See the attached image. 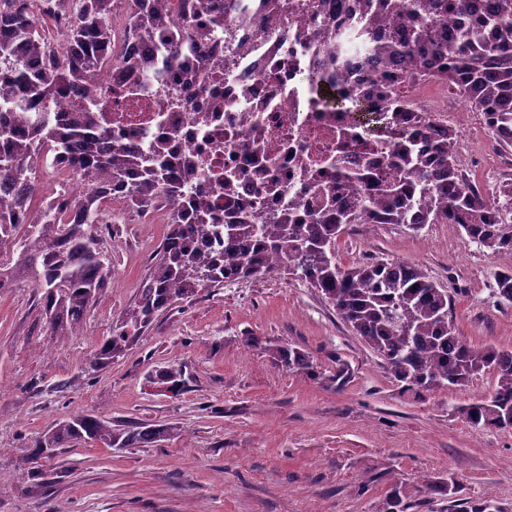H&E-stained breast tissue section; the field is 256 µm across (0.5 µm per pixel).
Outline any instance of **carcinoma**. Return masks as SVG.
I'll return each instance as SVG.
<instances>
[{
	"label": "carcinoma",
	"instance_id": "cac0c4a2",
	"mask_svg": "<svg viewBox=\"0 0 512 512\" xmlns=\"http://www.w3.org/2000/svg\"><path fill=\"white\" fill-rule=\"evenodd\" d=\"M164 2L159 0L146 15H134L133 24L161 35L167 51L126 62L112 73L122 77L134 67L163 77L188 50L167 40L172 35L168 10L174 5ZM348 12L365 20L353 41L342 40L338 30L325 24L306 37L332 52L313 67L308 81L322 108L355 113L338 136L336 151L361 146L365 135L382 127L394 174L379 176L369 160L352 172L338 168L328 173L317 186L320 209L305 223L290 206L275 215L244 207L236 223L214 226L182 223L186 186L196 174L191 163L175 177L163 153L147 156L130 150L97 124L102 96L94 74L112 54V0H0L5 17L0 64H7L0 67V108L12 110L9 122L0 117V257L6 258L0 278L29 279L42 293L52 333L77 335L112 278L100 240L87 230L98 223L101 197L115 187L140 209L161 193L169 228L153 272L94 351L91 368L126 355L159 313L199 291L283 269L332 304L405 392L461 389L478 374L491 373L493 393L459 406L458 413L477 429H512V350L476 348L459 336L448 292L422 269L381 261L343 268L335 258L338 237L367 218L418 227L452 224L494 253H512V193L490 198L460 168L455 128H437L429 116L415 112V131L409 132L394 126L395 118L379 116L404 111L402 87L429 75L482 113L500 146L512 147V0H350ZM66 15L70 21L64 45L77 59L72 67L38 30L40 22H57ZM357 45L375 67L390 70L389 87L341 88L340 59ZM19 56L36 68L20 67ZM59 92L83 103L80 115L65 125L25 108ZM42 154L75 159L89 196L67 211L45 200L33 209L37 186L27 172ZM495 283L498 295L512 301V271L497 273ZM248 342L270 352L290 372L318 375L313 358L299 349L267 346L257 336ZM156 378L175 393L184 385L177 369L163 370ZM174 432L173 427L147 423L117 428L102 416L78 414L38 437L26 463H38L46 448L56 451L77 443L143 448ZM427 487L452 500L448 512H506L488 500L457 502L452 479L429 481Z\"/></svg>",
	"mask_w": 512,
	"mask_h": 512
}]
</instances>
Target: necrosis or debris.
Segmentation results:
<instances>
[{
  "label": "necrosis or debris",
  "mask_w": 512,
  "mask_h": 512,
  "mask_svg": "<svg viewBox=\"0 0 512 512\" xmlns=\"http://www.w3.org/2000/svg\"><path fill=\"white\" fill-rule=\"evenodd\" d=\"M287 2L234 0L224 11L223 34L196 42L165 83L142 70L112 77V65L156 43L148 33L132 35L129 0L112 4V64L98 71L107 106L99 123L139 152L164 151L173 173L194 160L197 176L187 195L207 201V223H225L260 200L279 209L277 191L284 185L294 208L309 212L317 206L301 192L309 175L358 160L336 152V129L349 115L322 110L301 83L321 53L303 48L299 38L313 20ZM406 101L439 125L456 122L467 109L461 99H438L431 81L416 85ZM231 173L236 180L225 185Z\"/></svg>",
  "instance_id": "1"
}]
</instances>
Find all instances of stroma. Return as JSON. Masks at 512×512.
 I'll return each mask as SVG.
<instances>
[{
  "mask_svg": "<svg viewBox=\"0 0 512 512\" xmlns=\"http://www.w3.org/2000/svg\"><path fill=\"white\" fill-rule=\"evenodd\" d=\"M482 147L462 168L480 186L512 179V149L487 139L479 113L461 128ZM102 229L112 279L76 336L47 328L29 280L0 289V512H383L390 488L411 512H447L425 480L458 485V498L512 512V430L472 427L460 404L489 397L494 377L464 390L401 391L382 359L317 291L279 271L225 283L159 315L127 355L100 370L89 359L133 304L167 234L164 224ZM344 267L371 259L422 267L448 288L455 326L471 345L512 349V303L495 276L512 253H495L450 224H354L337 240ZM308 352L322 375L286 371L265 351ZM343 387L328 381L337 363ZM175 367L179 393L155 381ZM77 413L113 423L175 427L152 446L60 449L38 466L34 439Z\"/></svg>",
  "mask_w": 512,
  "mask_h": 512,
  "instance_id": "35a3bbf8",
  "label": "stroma"
}]
</instances>
